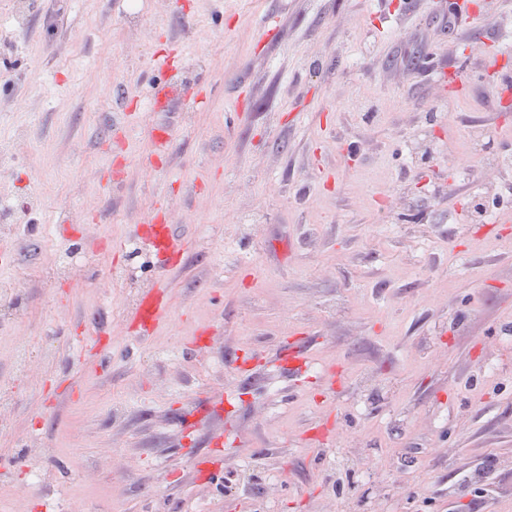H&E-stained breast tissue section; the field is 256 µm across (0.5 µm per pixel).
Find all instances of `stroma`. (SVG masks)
<instances>
[{"label": "stroma", "instance_id": "35a3bbf8", "mask_svg": "<svg viewBox=\"0 0 512 512\" xmlns=\"http://www.w3.org/2000/svg\"><path fill=\"white\" fill-rule=\"evenodd\" d=\"M16 2L0 512H512V0Z\"/></svg>", "mask_w": 512, "mask_h": 512}]
</instances>
